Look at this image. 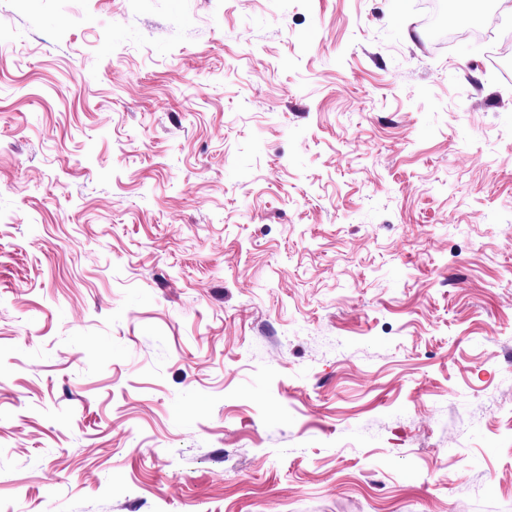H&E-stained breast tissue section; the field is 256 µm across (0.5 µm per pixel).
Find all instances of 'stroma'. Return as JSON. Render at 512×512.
Segmentation results:
<instances>
[{
  "label": "stroma",
  "instance_id": "stroma-1",
  "mask_svg": "<svg viewBox=\"0 0 512 512\" xmlns=\"http://www.w3.org/2000/svg\"><path fill=\"white\" fill-rule=\"evenodd\" d=\"M419 0H0V512H512V81Z\"/></svg>",
  "mask_w": 512,
  "mask_h": 512
}]
</instances>
